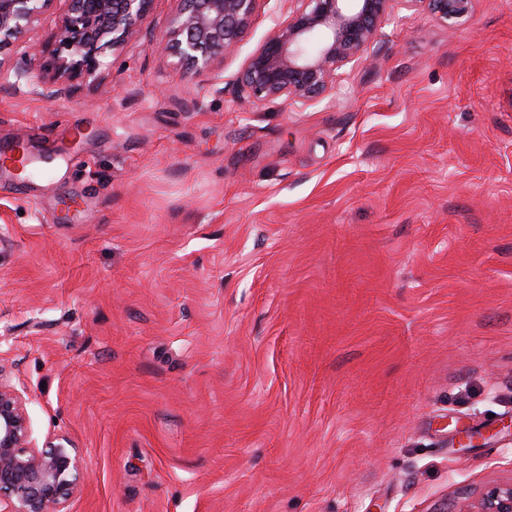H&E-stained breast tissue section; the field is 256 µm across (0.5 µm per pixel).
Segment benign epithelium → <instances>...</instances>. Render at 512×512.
Returning a JSON list of instances; mask_svg holds the SVG:
<instances>
[{
  "label": "benign epithelium",
  "instance_id": "7a95c632",
  "mask_svg": "<svg viewBox=\"0 0 512 512\" xmlns=\"http://www.w3.org/2000/svg\"><path fill=\"white\" fill-rule=\"evenodd\" d=\"M54 0H0V48L13 45ZM49 39L21 46L28 61L9 68L0 58V81L35 85L54 101L74 79L95 80L105 50L117 51L137 32L153 0H66ZM168 29L154 49L178 58L186 69L213 72L248 35L259 0H178ZM276 18L238 76L256 101L306 103L344 81L342 67L359 60L377 42L397 3L424 6L448 28L472 13L474 0H292ZM77 491V459L65 436L37 446L25 392L0 364V512H70ZM462 512H512V481L492 483Z\"/></svg>",
  "mask_w": 512,
  "mask_h": 512
}]
</instances>
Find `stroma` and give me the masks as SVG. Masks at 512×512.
I'll return each mask as SVG.
<instances>
[{
	"instance_id": "stroma-1",
	"label": "stroma",
	"mask_w": 512,
	"mask_h": 512,
	"mask_svg": "<svg viewBox=\"0 0 512 512\" xmlns=\"http://www.w3.org/2000/svg\"><path fill=\"white\" fill-rule=\"evenodd\" d=\"M0 85V363L71 512H458L512 478V0L456 28L395 5L322 101L151 50ZM77 199L79 211L66 209ZM477 438L462 445L456 424Z\"/></svg>"
}]
</instances>
